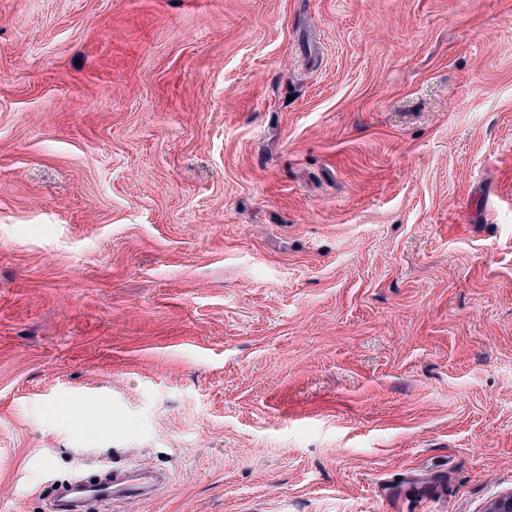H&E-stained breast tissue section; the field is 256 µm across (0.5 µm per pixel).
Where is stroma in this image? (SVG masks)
I'll return each mask as SVG.
<instances>
[{"label": "stroma", "instance_id": "stroma-1", "mask_svg": "<svg viewBox=\"0 0 512 512\" xmlns=\"http://www.w3.org/2000/svg\"><path fill=\"white\" fill-rule=\"evenodd\" d=\"M102 459L164 480L88 512L512 491V0H0V512Z\"/></svg>", "mask_w": 512, "mask_h": 512}]
</instances>
